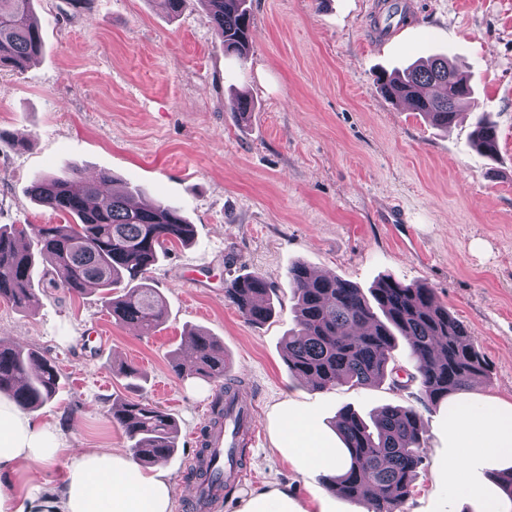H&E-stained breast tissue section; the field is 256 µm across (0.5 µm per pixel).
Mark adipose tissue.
<instances>
[{"instance_id":"1","label":"adipose tissue","mask_w":512,"mask_h":512,"mask_svg":"<svg viewBox=\"0 0 512 512\" xmlns=\"http://www.w3.org/2000/svg\"><path fill=\"white\" fill-rule=\"evenodd\" d=\"M274 445L303 471L340 468L341 451L310 416L290 403L273 415ZM448 484L455 496L481 497V512H512L496 488L477 492L468 463L512 465V402L470 391L448 407ZM174 484L163 464L143 469L117 448H73L53 421L0 394V512H173Z\"/></svg>"}]
</instances>
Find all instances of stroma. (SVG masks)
<instances>
[{
    "instance_id": "35a3bbf8",
    "label": "stroma",
    "mask_w": 512,
    "mask_h": 512,
    "mask_svg": "<svg viewBox=\"0 0 512 512\" xmlns=\"http://www.w3.org/2000/svg\"><path fill=\"white\" fill-rule=\"evenodd\" d=\"M246 58L225 55L205 8L188 0H33L44 42L23 68H0V227L32 242L68 215L35 203V177L106 172L148 201L181 207L194 229L148 272L166 304L150 336L118 325L98 289L72 294L36 282L37 302L0 301V337L37 351L60 374L36 419L58 421L71 447L128 448L111 408L146 399L179 429L166 468L176 512H197L185 464L200 448L204 404L220 383L172 369L189 332L224 344L230 373L257 425L244 468L258 480L225 492L211 512H240L278 488L304 512H366L318 472L274 449L270 416L286 400L333 427L392 405L417 412L423 461L403 512H478L448 488L447 402L422 395L410 348L397 340L395 383L315 390L291 377L284 338L295 327L288 270H313L372 288L392 277L432 288L487 363L477 394L512 400V0H419L404 30L380 33L384 0H250ZM435 55L474 89L449 129L384 96L376 77ZM247 94L251 112L233 110ZM498 128L496 154L470 144L476 119ZM405 214L389 224L390 207ZM262 275L275 313L253 324L224 301V284ZM137 370V380L123 368Z\"/></svg>"
}]
</instances>
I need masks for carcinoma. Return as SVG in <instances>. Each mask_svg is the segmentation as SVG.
I'll return each mask as SVG.
<instances>
[{
    "instance_id": "cac0c4a2",
    "label": "carcinoma",
    "mask_w": 512,
    "mask_h": 512,
    "mask_svg": "<svg viewBox=\"0 0 512 512\" xmlns=\"http://www.w3.org/2000/svg\"><path fill=\"white\" fill-rule=\"evenodd\" d=\"M203 3L224 53L244 57L253 41L249 0H199ZM32 0H0V67L21 68L42 51ZM389 99H402L430 123L448 128L455 123L457 105L471 98L468 79L445 57H434L392 76L377 77ZM473 146L487 154L497 147L496 126L477 119ZM136 190L114 186L102 173L80 176H41L29 188L40 204L70 216V224H44L37 230V251L18 246L21 230L0 228V300L28 308L37 300L35 257L46 263L44 275L54 288L82 293L92 284L114 321L150 336L163 323L165 304L144 283L145 274L173 243H186L192 225L180 209L161 202H135ZM297 298L296 329L285 338L288 372L317 390L338 385L372 386L390 374L388 362L395 336L411 350L425 399L437 404L465 389L485 373V362L465 327L436 301L426 285H405L386 277L364 293L348 280L312 274L308 265L288 271ZM224 300L248 321L262 323L272 316L269 285L258 274L233 279L224 287ZM195 365L185 369L172 362L179 375L217 380L225 377L224 345L202 331L191 336ZM59 388L56 367L33 351L0 340V393L19 406L37 409ZM239 389L223 384L222 401L214 406L205 441L198 452L194 475L211 496L224 485V474L213 468L211 442L230 423L239 436L247 412L237 405ZM112 419L125 431L129 451L141 463L172 456L177 425L173 417L147 401L130 399L112 407ZM335 428L347 459L334 476L325 478L333 493L367 505V512H401L421 463L423 433L415 411L387 407L372 423L347 410Z\"/></svg>"
}]
</instances>
